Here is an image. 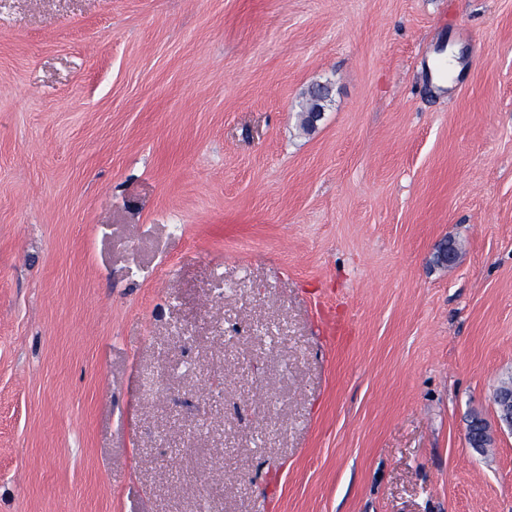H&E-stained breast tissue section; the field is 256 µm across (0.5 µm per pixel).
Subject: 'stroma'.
<instances>
[{
	"label": "stroma",
	"mask_w": 512,
	"mask_h": 512,
	"mask_svg": "<svg viewBox=\"0 0 512 512\" xmlns=\"http://www.w3.org/2000/svg\"><path fill=\"white\" fill-rule=\"evenodd\" d=\"M510 376L512 0L0 8V512H512ZM505 387V388H503ZM496 422L499 430L506 427L512 430V382L500 385L493 393Z\"/></svg>",
	"instance_id": "obj_1"
}]
</instances>
